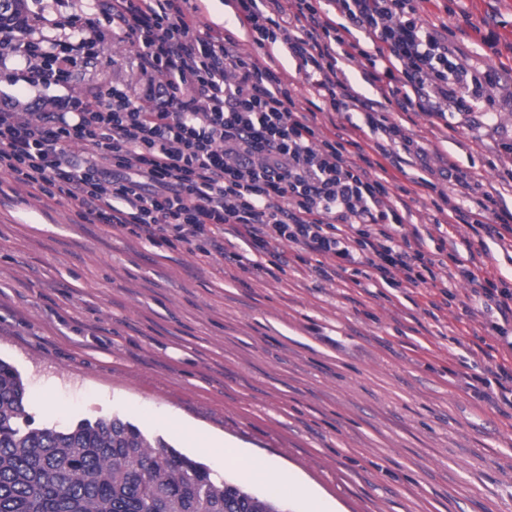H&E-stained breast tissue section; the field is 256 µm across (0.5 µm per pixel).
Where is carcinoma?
<instances>
[{"label": "carcinoma", "mask_w": 512, "mask_h": 512, "mask_svg": "<svg viewBox=\"0 0 512 512\" xmlns=\"http://www.w3.org/2000/svg\"><path fill=\"white\" fill-rule=\"evenodd\" d=\"M26 0L0 9L25 29ZM20 372L0 359V512H283L120 416L35 427Z\"/></svg>", "instance_id": "obj_1"}]
</instances>
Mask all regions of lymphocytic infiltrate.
<instances>
[{"mask_svg": "<svg viewBox=\"0 0 512 512\" xmlns=\"http://www.w3.org/2000/svg\"><path fill=\"white\" fill-rule=\"evenodd\" d=\"M417 0H237V30L200 29L193 0H89L66 24L33 14L25 40L1 37L28 64V81L49 86L101 54V27L138 48L137 67L159 82L151 103L103 86L64 111L24 119L0 108V174L66 201L92 224H118L149 242L176 240L209 255L228 225L255 249L289 242L365 265L382 281L400 272L419 286L434 258L408 237L390 206L387 167L429 153L391 121L393 112H478L481 77L420 21ZM263 50L285 43L325 121L297 108L281 71L241 52L238 31ZM360 62L373 96L337 78L339 61ZM363 112L364 124L352 122ZM78 153L68 156L66 149ZM441 176L471 207L443 197L437 211L475 236L512 246V209L479 175L441 159Z\"/></svg>", "mask_w": 512, "mask_h": 512, "instance_id": "f902f5d3", "label": "lymphocytic infiltrate"}]
</instances>
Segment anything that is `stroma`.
<instances>
[{"mask_svg": "<svg viewBox=\"0 0 512 512\" xmlns=\"http://www.w3.org/2000/svg\"><path fill=\"white\" fill-rule=\"evenodd\" d=\"M428 25L452 22L453 46L495 78L496 114L393 113L429 150L483 174L512 208V0H421ZM135 45L110 35L97 67L58 86L29 84L22 61L0 59V107L52 112L109 84L144 100L151 79ZM403 212L399 233L425 252L470 259L464 224H435L434 201L465 199L433 176ZM198 259L185 244H150L119 226L89 224L72 205L0 181V359L27 388L36 426L118 415L226 478L224 455L195 447L190 425L292 472L308 495L282 490L286 512H512V408L489 368L512 369V346L478 285L512 289V248L486 240L477 281L449 277L390 286L353 271L318 272L294 244L254 250L233 232Z\"/></svg>", "mask_w": 512, "mask_h": 512, "instance_id": "stroma-1", "label": "stroma"}]
</instances>
